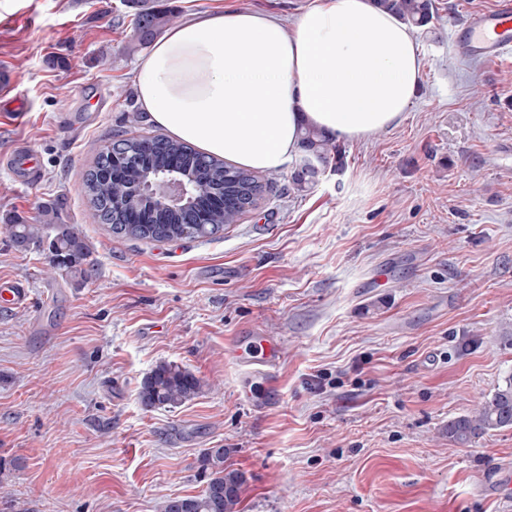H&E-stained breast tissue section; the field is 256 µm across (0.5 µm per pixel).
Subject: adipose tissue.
Here are the masks:
<instances>
[{
	"label": "adipose tissue",
	"mask_w": 512,
	"mask_h": 512,
	"mask_svg": "<svg viewBox=\"0 0 512 512\" xmlns=\"http://www.w3.org/2000/svg\"><path fill=\"white\" fill-rule=\"evenodd\" d=\"M423 58L376 0H314L285 30L270 14L216 7L172 27L137 68L138 101L176 140L276 171L313 126L360 140L398 125Z\"/></svg>",
	"instance_id": "ef3b65f1"
}]
</instances>
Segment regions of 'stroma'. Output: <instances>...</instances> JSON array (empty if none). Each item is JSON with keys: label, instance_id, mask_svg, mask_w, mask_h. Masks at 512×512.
<instances>
[{"label": "stroma", "instance_id": "1", "mask_svg": "<svg viewBox=\"0 0 512 512\" xmlns=\"http://www.w3.org/2000/svg\"><path fill=\"white\" fill-rule=\"evenodd\" d=\"M180 22L221 5L293 28L312 0H147ZM496 0H436L415 29L424 60L403 121L342 143L310 188L293 170L212 238H120L83 179L114 134L156 135L134 84L147 54L132 0H0V63L26 106L0 124L24 144L30 184L0 167V512H157L205 487L199 457L228 448L239 512H512V429L466 447L450 419L512 376V55L462 60L465 22ZM61 204L90 272L15 248L8 224ZM280 343L275 401L252 407L230 350ZM162 361L207 387L174 408L139 391Z\"/></svg>", "mask_w": 512, "mask_h": 512}]
</instances>
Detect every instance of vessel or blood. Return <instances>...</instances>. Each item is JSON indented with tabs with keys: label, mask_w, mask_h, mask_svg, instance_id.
Returning <instances> with one entry per match:
<instances>
[{
	"label": "vessel or blood",
	"mask_w": 512,
	"mask_h": 512,
	"mask_svg": "<svg viewBox=\"0 0 512 512\" xmlns=\"http://www.w3.org/2000/svg\"><path fill=\"white\" fill-rule=\"evenodd\" d=\"M464 31V38L458 42V53L462 58L493 59L512 53V0H496L494 8L470 18ZM16 82L15 72L0 65V120L5 122L17 121L24 109L23 102L12 96ZM0 162L20 171L27 180L34 181L40 176V161L28 148H18L0 157ZM232 353L241 362L260 365L259 377L265 395L275 394L280 350L274 338L254 336L246 344L234 341Z\"/></svg>",
	"instance_id": "obj_1"
}]
</instances>
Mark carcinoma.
I'll use <instances>...</instances> for the list:
<instances>
[{
    "instance_id": "1",
    "label": "carcinoma",
    "mask_w": 512,
    "mask_h": 512,
    "mask_svg": "<svg viewBox=\"0 0 512 512\" xmlns=\"http://www.w3.org/2000/svg\"><path fill=\"white\" fill-rule=\"evenodd\" d=\"M378 4L394 12L411 27L427 26L437 12L435 0H377ZM166 21V15L150 8L136 13L135 30L138 41L150 43L160 32ZM157 142L161 149L140 163L128 167L125 172L114 177L102 166L107 150L99 152L94 166L83 180V193L94 215L103 224L111 226L118 237L139 241L179 240L191 238H211L224 230V226L235 224L243 214L241 209L217 211L213 214V223L203 226H191L183 223V213L170 208L146 205L149 219L163 229V235L149 233L139 224H129L126 228L112 226V210L125 208L138 185L148 174L163 169L167 156L173 152L180 154L183 160V173L195 175L194 204L202 205L218 194L235 193L247 198L255 205L270 191V179H261L254 172L236 167L226 161L209 157L205 173H197L196 166L202 154L184 142L154 136H128L125 138L134 151H139L143 141ZM306 154L313 156L323 164L331 160L341 161L342 151L316 130H307L301 141ZM53 227L54 236L42 239V225ZM9 238L19 247L27 248L34 244L46 243L50 263L56 268L86 275L84 268L91 249L70 224L57 223V210L50 208L42 212V223H16L8 226ZM206 387L204 381L189 370L176 364L162 361L144 378L140 390L141 404L152 409L156 407H176L199 395ZM512 428V377L506 385L497 390L474 408L470 414L448 421L446 433L448 441L458 446H466L491 430ZM230 450L227 448H207L199 458L201 474L206 478L205 489L196 496L180 499L182 507L172 505V499L159 503L158 512H239L244 475L226 464Z\"/></svg>"
}]
</instances>
